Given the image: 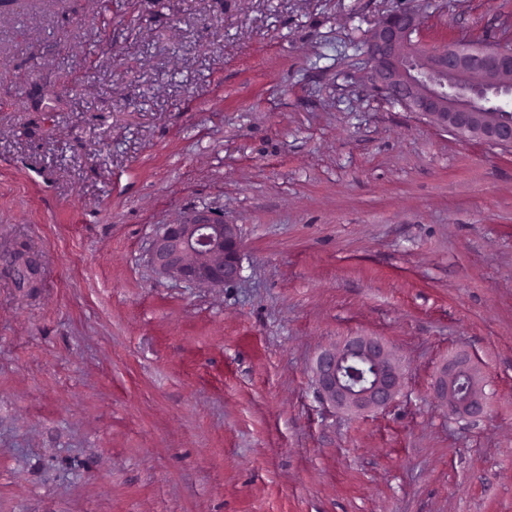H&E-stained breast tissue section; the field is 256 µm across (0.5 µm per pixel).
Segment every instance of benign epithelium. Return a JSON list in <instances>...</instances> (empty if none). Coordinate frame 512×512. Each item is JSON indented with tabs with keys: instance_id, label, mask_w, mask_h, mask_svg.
<instances>
[{
	"instance_id": "1",
	"label": "benign epithelium",
	"mask_w": 512,
	"mask_h": 512,
	"mask_svg": "<svg viewBox=\"0 0 512 512\" xmlns=\"http://www.w3.org/2000/svg\"><path fill=\"white\" fill-rule=\"evenodd\" d=\"M423 39L417 13L401 8L388 14L367 40L372 85L386 98L419 112L464 138L512 149V49L462 53L456 48L420 52ZM150 262L160 275L192 285L222 288L241 273V237L235 224L206 210H195L165 224L152 241ZM361 359L375 377L349 364ZM320 397L339 409L367 413L390 406L401 385L399 361L379 336H348L320 351L310 366ZM467 378L470 390L456 397ZM478 372L466 357L443 363L436 371L437 401L458 419H479L487 412V396Z\"/></svg>"
}]
</instances>
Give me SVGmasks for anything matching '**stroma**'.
I'll return each mask as SVG.
<instances>
[{
    "instance_id": "stroma-1",
    "label": "stroma",
    "mask_w": 512,
    "mask_h": 512,
    "mask_svg": "<svg viewBox=\"0 0 512 512\" xmlns=\"http://www.w3.org/2000/svg\"><path fill=\"white\" fill-rule=\"evenodd\" d=\"M405 6L512 45V0H0V512H512V150L376 93ZM196 209L232 285L148 263ZM357 334L388 408L317 392ZM460 355L477 421L433 395ZM370 364L375 377L360 386L364 375L350 360ZM320 397L332 406L356 413H367L390 406L401 385L399 361L389 344L379 336H348L340 343L321 350L310 366ZM462 377L470 383V390L463 398L456 397V386ZM478 372L466 357L443 363L436 371L433 392L437 401L458 419H479L487 412V396L483 385L477 383ZM464 379H461L463 382Z\"/></svg>"
}]
</instances>
